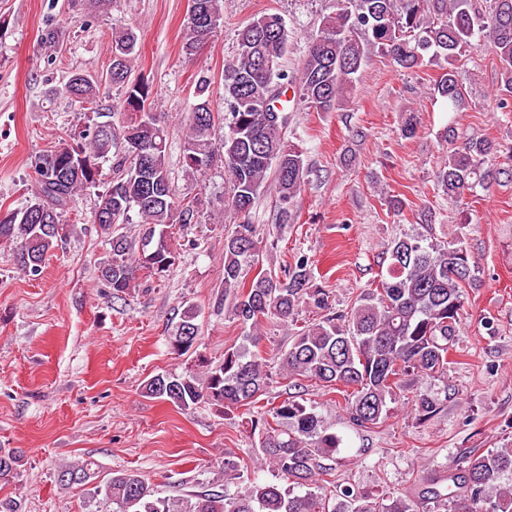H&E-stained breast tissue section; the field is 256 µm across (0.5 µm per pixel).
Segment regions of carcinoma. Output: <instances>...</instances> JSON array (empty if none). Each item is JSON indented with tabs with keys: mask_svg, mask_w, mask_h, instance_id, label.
<instances>
[{
	"mask_svg": "<svg viewBox=\"0 0 512 512\" xmlns=\"http://www.w3.org/2000/svg\"><path fill=\"white\" fill-rule=\"evenodd\" d=\"M202 22L187 18L181 52L197 55L224 23L222 0H194ZM489 39L500 64L498 108L512 110V0H336V11L323 20L299 72V100L318 112L344 104L358 74L371 55L381 52L402 69L423 65L433 52L448 64L437 77L432 95L446 111L459 112L466 102L457 63L470 49ZM289 32L277 13H263L238 34V51L224 66V138L214 139L215 123L206 92L211 79L196 83L198 102L188 116L184 161L201 172L215 160L224 161L228 202L243 216L267 189L273 177L282 216L301 194L307 169L303 152L287 143L288 101L283 99L292 79L283 68ZM137 35L125 26L112 28L110 82L124 87L122 121L96 122L58 141L35 160L31 197L20 209L0 212V243L16 245L14 260L32 278L41 276L48 254L67 237L61 217L75 197L100 183V163L112 160L113 177L100 194L96 210L112 213V223L126 224L137 210L143 226L141 248L122 234L105 228L112 259L99 268L98 278L119 296L126 293L139 270L152 265L163 275L174 266L176 252L169 230L190 224L194 208L178 200L171 188L167 164V129L150 110L152 85L129 80ZM66 94L92 105L98 85L89 75L74 72L47 96ZM278 104L277 112L264 111ZM450 151L435 173L448 202L458 204L477 186L487 190L507 173L496 163L500 148L487 138H464L457 127L444 129ZM261 241L254 225H236L224 238V296L233 298L235 318L252 330L274 318L292 324L299 308L320 311L317 321L290 336L280 355L283 373L337 392L344 399L349 421L356 427L376 425L390 414L388 403L402 377L418 379L448 368L465 313L464 289L475 281V262L456 239L437 244L425 234L393 240L383 252L386 271L378 284L365 289L348 311H337L321 288H310L308 259L288 265L285 278L258 272L248 284L245 268L257 265ZM197 312L186 308L170 336L183 345L199 336ZM245 344L224 351L218 360L198 359L197 367L180 374L150 378L144 393L186 411L201 403L222 410L247 408L245 424L258 437L256 462L271 469L278 482L253 477L234 492L202 490L158 496L144 476L121 472L95 487L98 512H419L430 501L447 512H512V448L477 452L463 448L455 469L431 475L417 492L388 491L381 496L360 492L326 479L320 463L336 454L340 438L328 431L312 406L289 397L266 407L260 396L266 387V359L260 337L247 335ZM415 414L436 415L441 404L418 392L411 397ZM98 464L91 459L65 463L57 470L62 487L94 479ZM77 475L78 481L62 476Z\"/></svg>",
	"mask_w": 512,
	"mask_h": 512,
	"instance_id": "cac0c4a2",
	"label": "carcinoma"
}]
</instances>
